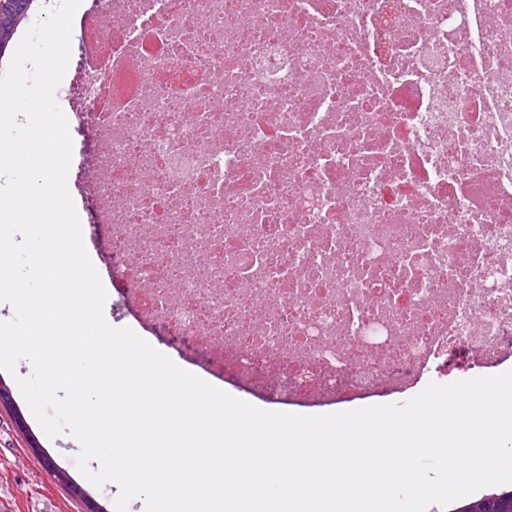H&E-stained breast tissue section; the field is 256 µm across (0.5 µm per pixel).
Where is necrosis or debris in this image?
I'll use <instances>...</instances> for the list:
<instances>
[{
	"label": "necrosis or debris",
	"instance_id": "4bbe7bcc",
	"mask_svg": "<svg viewBox=\"0 0 512 512\" xmlns=\"http://www.w3.org/2000/svg\"><path fill=\"white\" fill-rule=\"evenodd\" d=\"M69 66L144 331L270 403L512 358V0H90Z\"/></svg>",
	"mask_w": 512,
	"mask_h": 512
}]
</instances>
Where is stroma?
I'll return each mask as SVG.
<instances>
[{"mask_svg": "<svg viewBox=\"0 0 512 512\" xmlns=\"http://www.w3.org/2000/svg\"><path fill=\"white\" fill-rule=\"evenodd\" d=\"M32 365L19 360L15 373L0 370V384L9 390V406L0 407V501L11 512H89L88 501L114 512L119 488H96L75 467L79 446L63 435L48 438L38 425L16 383Z\"/></svg>", "mask_w": 512, "mask_h": 512, "instance_id": "35a3bbf8", "label": "stroma"}]
</instances>
